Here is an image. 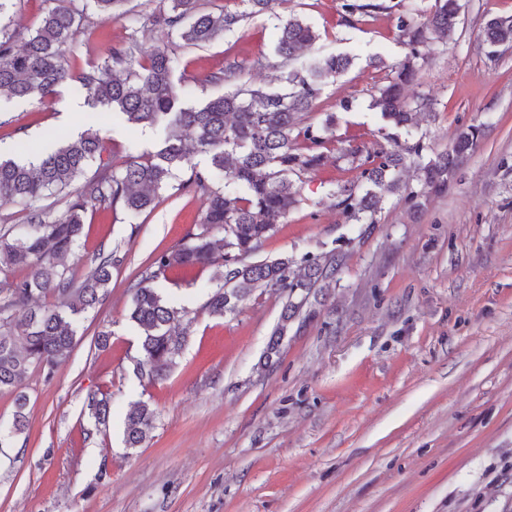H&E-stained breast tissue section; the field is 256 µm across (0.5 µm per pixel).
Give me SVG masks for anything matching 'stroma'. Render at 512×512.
<instances>
[{"instance_id": "obj_1", "label": "stroma", "mask_w": 512, "mask_h": 512, "mask_svg": "<svg viewBox=\"0 0 512 512\" xmlns=\"http://www.w3.org/2000/svg\"><path fill=\"white\" fill-rule=\"evenodd\" d=\"M463 22L449 46L433 43L407 90L434 102L421 130L445 151L464 124L486 123L476 149L447 193H428L420 211L389 197L381 223L338 222L327 193L344 179L329 158L302 187L304 202L256 253V260L344 254L335 280L313 288L309 312L289 322L279 353L266 358L283 296L259 290L235 313L215 317L205 303L214 268L157 280L189 311V334L168 377L142 381L134 369L139 336L129 320L128 284L153 251L197 231L201 201L168 188L162 202L128 223L123 213L88 214L66 263L75 278L99 249H118L107 301L81 320L69 358L53 377L30 369L22 390L28 427L0 456V512H512V47L487 57V19L512 15V0H462ZM154 0H127L123 15L89 14L79 63L102 60ZM292 10L321 38L314 52L355 54L352 69L328 84L315 118L336 115V136L376 142L383 121L371 109L381 72L406 49L396 17L339 25L336 0H293ZM274 19H244L202 47L161 31L143 47L168 44L187 103L227 91L204 83L232 53L276 72ZM355 100L339 111L343 98ZM99 130L108 151H154L159 135L127 126L64 88L48 105L0 103V157L39 150L50 136ZM110 331L107 347L96 344ZM110 393L111 415L97 423L90 393ZM156 412L141 448L124 445L131 405Z\"/></svg>"}]
</instances>
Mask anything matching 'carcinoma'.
<instances>
[{
	"instance_id": "obj_1",
	"label": "carcinoma",
	"mask_w": 512,
	"mask_h": 512,
	"mask_svg": "<svg viewBox=\"0 0 512 512\" xmlns=\"http://www.w3.org/2000/svg\"><path fill=\"white\" fill-rule=\"evenodd\" d=\"M47 2L51 6L40 25L18 49V33L3 21L5 3L0 0V99L43 105L67 85L92 106L117 109L128 123L155 127L162 136L155 151L118 158L106 153L97 131L87 129L63 138L57 149L35 162L0 160V205L19 203L27 210L24 227L0 231V391L18 389L32 366L52 377L70 355L81 317L109 295L112 269L124 262L118 250H99L80 280L65 265L88 210L118 207L133 220L155 208L160 192L185 168L190 175L179 188L202 196L201 231L153 254L128 286L129 319L140 336L136 372L150 383L164 380L189 334L188 311L169 304L154 287L156 280L210 265L223 267L206 302L213 316L235 313L240 302L262 288L287 295L282 321L267 347L266 358H271L279 351L288 321L307 305L311 288L336 277L342 254L306 256L299 262L288 256L260 262L248 258L303 203L301 185L333 151L336 113L316 123L311 110L324 87L345 73L355 56L309 54L320 33L294 14L279 15L277 86L243 83L201 105H188L174 80L177 56L165 44L142 49L145 30L160 28L187 46H203L234 31L246 18L275 14V8L291 0H238L244 10L218 13L203 11L200 0H161L169 6L135 19L125 42L111 46L103 62L84 66L67 54L82 33L77 13L55 0ZM91 2L104 21L116 16L127 0ZM392 9L388 0H338L337 12L350 26L363 16ZM461 10L460 0H434L421 21L406 13L397 16L396 36L408 52L389 65L374 61L385 75L371 94V107L384 122L382 137L392 148L351 143L341 150L348 170L357 172L329 192L331 208L344 223H380L383 205L394 194L410 208H419L425 190L448 189V180L481 137L482 125L470 124L459 130L448 152L431 155L425 135H417V130L420 117L431 115L432 102L424 96L412 102L404 97L405 87L427 63L422 48L430 41L446 45L453 40ZM506 45H512V16L488 19L483 40L487 55H496ZM260 65V60L229 59L224 69L208 74L203 82L221 84L231 74L242 75ZM195 154L208 157V166L193 164ZM92 164L93 177L71 190ZM409 164L415 170L413 184L402 179ZM220 179L224 187H213ZM61 194L69 203L56 216L42 201ZM19 269L26 274L16 275ZM15 405L12 427L0 434V449L10 447L26 429V395L18 393ZM87 409L103 423L109 401L94 393L88 396ZM154 419L147 402L136 403L126 416L125 447H141Z\"/></svg>"
}]
</instances>
